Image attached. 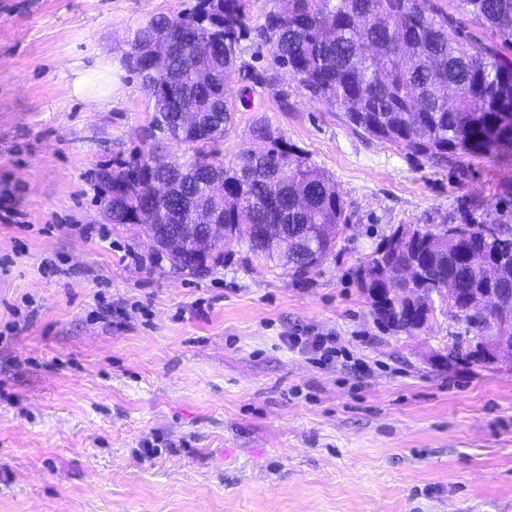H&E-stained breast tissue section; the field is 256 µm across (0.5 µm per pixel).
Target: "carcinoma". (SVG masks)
I'll use <instances>...</instances> for the list:
<instances>
[{"instance_id": "carcinoma-1", "label": "carcinoma", "mask_w": 512, "mask_h": 512, "mask_svg": "<svg viewBox=\"0 0 512 512\" xmlns=\"http://www.w3.org/2000/svg\"><path fill=\"white\" fill-rule=\"evenodd\" d=\"M282 7L265 16L260 36L275 62L310 97L341 112L347 124L390 144L415 159L453 165L464 157H483L512 148V60L482 38L466 31L467 17L481 29L512 45V0H279ZM251 0H196L178 19L159 16L137 30L126 52L128 69L141 78L153 106L152 127L173 141L192 146L183 166L182 192L171 191L172 170L153 154L112 171V181L128 187L150 180L157 191L150 208L161 224H196L198 209L209 204L206 184L195 178L205 165L224 169V226L262 224L266 235L245 241L247 251L295 277L319 269L337 239H326L320 226L349 223L347 204L332 179L311 164L298 147L278 141L264 126L255 130L263 149L238 156L226 165L216 144L233 123L235 105L226 86L241 74V42L249 30ZM166 58L159 63L141 50L145 36L170 28ZM174 112H221L207 147L195 144L190 131L178 137L169 125ZM146 204L133 192L112 197V223ZM288 239V249L272 243ZM489 256L506 270L491 283L473 258ZM181 272L193 273L181 257L155 252ZM415 265L422 282L406 287L401 312L382 307L373 292L384 287L380 263ZM377 324L394 333L415 325L419 313L435 308V290L448 283L461 292L460 307L471 338L453 337L448 355L481 357V340L492 314L476 305L485 288H506L512 302V228L496 236L481 224H464L453 238L448 225L423 232L389 235L385 250L375 249L355 272Z\"/></svg>"}]
</instances>
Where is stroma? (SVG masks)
<instances>
[{
    "label": "stroma",
    "instance_id": "stroma-1",
    "mask_svg": "<svg viewBox=\"0 0 512 512\" xmlns=\"http://www.w3.org/2000/svg\"><path fill=\"white\" fill-rule=\"evenodd\" d=\"M194 2L0 0V512H512V358L449 357L444 311L383 330L354 276L400 224L512 227V150L414 160L252 35L218 151L304 150L348 205L334 254L294 278L233 241L192 276L103 219L99 170L155 134L125 54Z\"/></svg>",
    "mask_w": 512,
    "mask_h": 512
}]
</instances>
